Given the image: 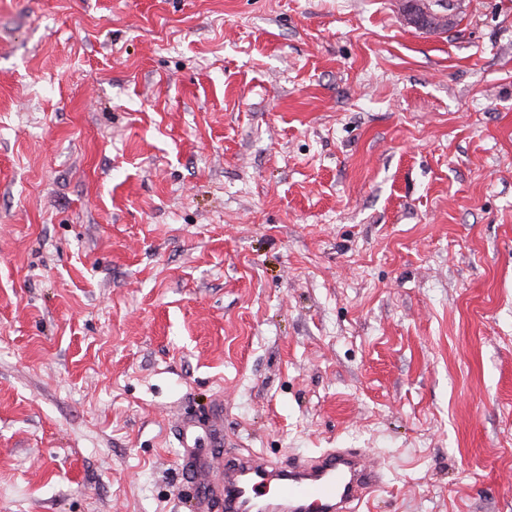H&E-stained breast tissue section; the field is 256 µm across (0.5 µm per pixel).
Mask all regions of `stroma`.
Returning a JSON list of instances; mask_svg holds the SVG:
<instances>
[{"instance_id":"1","label":"stroma","mask_w":512,"mask_h":512,"mask_svg":"<svg viewBox=\"0 0 512 512\" xmlns=\"http://www.w3.org/2000/svg\"><path fill=\"white\" fill-rule=\"evenodd\" d=\"M0 0V512H191L176 428L512 512V0ZM427 0L403 1V11L408 22L417 29L427 31H439L441 27L448 24V19H452L453 12L451 3L448 5V13L435 12ZM455 21L448 24L453 25Z\"/></svg>"}]
</instances>
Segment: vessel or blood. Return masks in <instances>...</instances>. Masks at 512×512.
I'll list each match as a JSON object with an SVG mask.
<instances>
[{
  "mask_svg": "<svg viewBox=\"0 0 512 512\" xmlns=\"http://www.w3.org/2000/svg\"><path fill=\"white\" fill-rule=\"evenodd\" d=\"M220 467L221 512H360L381 473L360 448H328L288 465L246 451L215 453L198 469Z\"/></svg>",
  "mask_w": 512,
  "mask_h": 512,
  "instance_id": "vessel-or-blood-1",
  "label": "vessel or blood"
}]
</instances>
